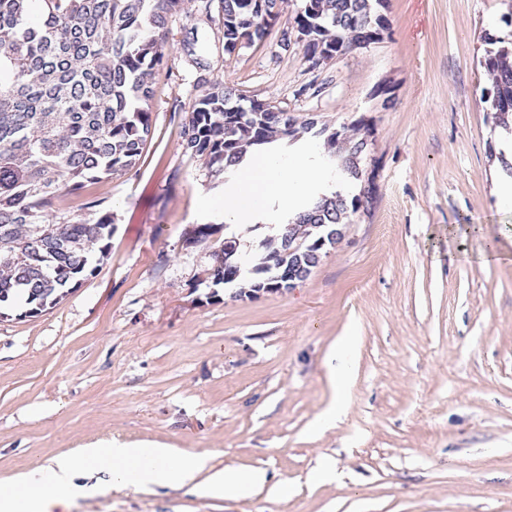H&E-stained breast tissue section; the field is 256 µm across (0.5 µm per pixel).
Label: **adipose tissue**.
<instances>
[{
	"label": "adipose tissue",
	"instance_id": "ef3b65f1",
	"mask_svg": "<svg viewBox=\"0 0 512 512\" xmlns=\"http://www.w3.org/2000/svg\"><path fill=\"white\" fill-rule=\"evenodd\" d=\"M341 176L323 160L321 148L304 143L276 144L252 150L239 167L223 199L206 198L202 209L241 233L264 224L270 232L295 219L304 203L335 192ZM209 451H187L154 442L142 447L90 444L59 454L38 466L0 480V512H52L95 496L93 478L105 472L116 489L145 492L153 486L195 485L206 497L248 500L267 482L261 469L211 470Z\"/></svg>",
	"mask_w": 512,
	"mask_h": 512
}]
</instances>
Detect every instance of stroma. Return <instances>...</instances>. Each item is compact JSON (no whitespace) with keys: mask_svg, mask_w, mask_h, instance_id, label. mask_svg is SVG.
<instances>
[{"mask_svg":"<svg viewBox=\"0 0 512 512\" xmlns=\"http://www.w3.org/2000/svg\"><path fill=\"white\" fill-rule=\"evenodd\" d=\"M197 5L169 28L197 30L209 77L302 120L367 123L374 196L296 288L212 285L223 234L183 240L224 189L183 152L200 71L171 52L137 170L92 188L115 216L108 258L41 314L0 318V477L163 441L272 487L247 502L113 489L71 512H512V209L480 66L484 34L512 36V0H387L381 41L315 69L275 29L225 54ZM336 386L343 411L316 429ZM328 458L332 482L314 476Z\"/></svg>","mask_w":512,"mask_h":512,"instance_id":"1","label":"stroma"}]
</instances>
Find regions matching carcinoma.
Here are the masks:
<instances>
[{"instance_id": "1", "label": "carcinoma", "mask_w": 512, "mask_h": 512, "mask_svg": "<svg viewBox=\"0 0 512 512\" xmlns=\"http://www.w3.org/2000/svg\"><path fill=\"white\" fill-rule=\"evenodd\" d=\"M217 24L224 52L264 41L278 24L284 0H201ZM217 3V15L211 5ZM184 0H0V316L14 301L34 316L57 304L93 275L108 257L113 213L87 188L135 169L152 139L155 75L170 43L169 18ZM385 0H300L282 31L298 26L304 57L345 54L362 47L364 32ZM480 60L495 122L512 112V65L499 37L485 39ZM200 92L180 131L185 154L201 162L214 184L231 180L250 149L273 142L289 146L309 136L339 163L327 138L341 131L355 146L365 143L360 121L336 129L317 120L288 127V113L246 96L218 79L199 77ZM365 189L314 199L297 224H345L371 199ZM98 246V258L84 245ZM247 279L228 277L224 249L207 269L215 285L246 281L266 288L288 272L293 257L282 244L263 242ZM40 289L35 294L32 289Z\"/></svg>"}]
</instances>
